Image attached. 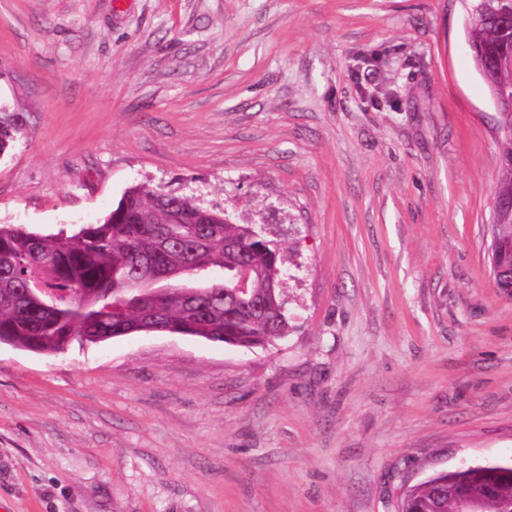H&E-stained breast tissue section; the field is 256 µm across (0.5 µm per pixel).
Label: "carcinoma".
<instances>
[{"label": "carcinoma", "mask_w": 512, "mask_h": 512, "mask_svg": "<svg viewBox=\"0 0 512 512\" xmlns=\"http://www.w3.org/2000/svg\"><path fill=\"white\" fill-rule=\"evenodd\" d=\"M468 41L475 47L474 66H487V87L512 85V67L496 65V57L512 53V29L488 20L497 0H470ZM17 111L0 108V155L22 133ZM497 194L512 191V136H501ZM180 212L174 224L171 211ZM495 235L512 241V214H503ZM284 254L251 240L249 230L224 222V214L209 210L190 198L162 200L157 191L135 185L124 192L115 208L96 224L70 231L44 233L14 224H0V343L55 355L77 340L100 344L124 335L128 325L149 320L163 326L182 327L187 335L210 342L251 348L288 334V319L257 312L252 303L224 298V285L233 266L244 263L253 270L252 294L266 291L271 273L281 270ZM201 264L198 279L207 283L199 293L175 297L166 292L145 301L136 290L140 271L153 267L177 274ZM46 281L49 294L27 298L33 279ZM82 290L97 318L71 314L67 300L72 289ZM484 501V512H503L512 504V476L497 473L495 465L469 470L441 471L410 488L399 512H455L448 485Z\"/></svg>", "instance_id": "obj_1"}]
</instances>
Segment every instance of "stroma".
I'll use <instances>...</instances> for the list:
<instances>
[{"mask_svg":"<svg viewBox=\"0 0 512 512\" xmlns=\"http://www.w3.org/2000/svg\"><path fill=\"white\" fill-rule=\"evenodd\" d=\"M469 0H0V224L145 184L287 252L289 332L0 344V512H396L512 462L497 109ZM23 123L20 112L0 108V155H3L22 133Z\"/></svg>","mask_w":512,"mask_h":512,"instance_id":"1","label":"stroma"}]
</instances>
